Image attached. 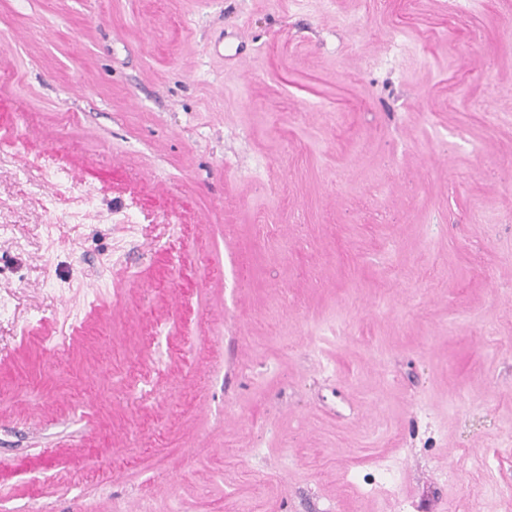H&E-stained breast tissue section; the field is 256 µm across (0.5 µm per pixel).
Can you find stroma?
I'll list each match as a JSON object with an SVG mask.
<instances>
[{"instance_id":"stroma-1","label":"stroma","mask_w":512,"mask_h":512,"mask_svg":"<svg viewBox=\"0 0 512 512\" xmlns=\"http://www.w3.org/2000/svg\"><path fill=\"white\" fill-rule=\"evenodd\" d=\"M493 7L0 0V512H512Z\"/></svg>"}]
</instances>
